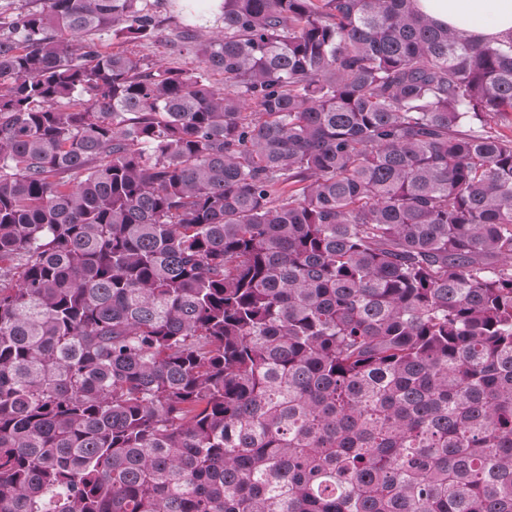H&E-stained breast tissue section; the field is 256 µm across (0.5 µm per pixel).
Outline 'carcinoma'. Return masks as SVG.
Masks as SVG:
<instances>
[{"label": "carcinoma", "mask_w": 512, "mask_h": 512, "mask_svg": "<svg viewBox=\"0 0 512 512\" xmlns=\"http://www.w3.org/2000/svg\"><path fill=\"white\" fill-rule=\"evenodd\" d=\"M157 2L0 12V512H512V39ZM160 17L158 27L148 40L113 39L111 35H104L101 47L106 51L132 53L143 56L153 63H163L180 67L185 70H194L197 67L192 55L181 51L177 34L181 32L184 24L193 23L186 10L182 9L181 2L161 0L155 6Z\"/></svg>", "instance_id": "1"}]
</instances>
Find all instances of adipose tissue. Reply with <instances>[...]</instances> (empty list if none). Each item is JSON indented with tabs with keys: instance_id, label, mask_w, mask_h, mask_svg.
<instances>
[{
	"instance_id": "obj_1",
	"label": "adipose tissue",
	"mask_w": 512,
	"mask_h": 512,
	"mask_svg": "<svg viewBox=\"0 0 512 512\" xmlns=\"http://www.w3.org/2000/svg\"><path fill=\"white\" fill-rule=\"evenodd\" d=\"M415 6L454 32L478 38L512 34V0H415Z\"/></svg>"
}]
</instances>
